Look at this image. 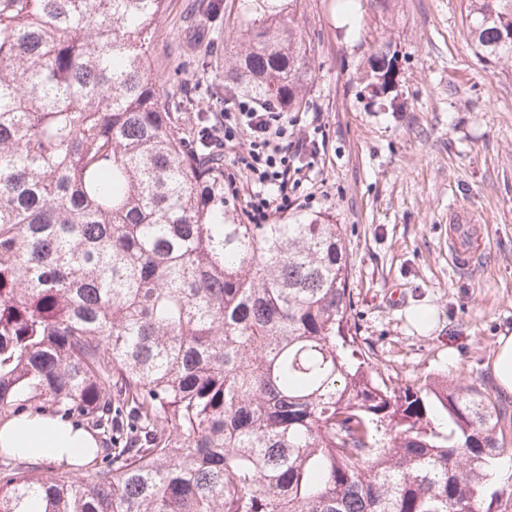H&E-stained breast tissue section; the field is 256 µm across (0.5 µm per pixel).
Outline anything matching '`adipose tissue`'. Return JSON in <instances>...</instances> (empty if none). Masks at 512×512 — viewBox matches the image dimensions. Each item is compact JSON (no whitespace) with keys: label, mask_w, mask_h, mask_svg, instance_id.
Returning a JSON list of instances; mask_svg holds the SVG:
<instances>
[{"label":"adipose tissue","mask_w":512,"mask_h":512,"mask_svg":"<svg viewBox=\"0 0 512 512\" xmlns=\"http://www.w3.org/2000/svg\"><path fill=\"white\" fill-rule=\"evenodd\" d=\"M101 440L81 423L48 412L0 419V447L17 448L35 459L75 468Z\"/></svg>","instance_id":"1"}]
</instances>
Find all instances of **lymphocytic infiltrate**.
I'll return each instance as SVG.
<instances>
[{
	"label": "lymphocytic infiltrate",
	"instance_id": "1",
	"mask_svg": "<svg viewBox=\"0 0 512 512\" xmlns=\"http://www.w3.org/2000/svg\"><path fill=\"white\" fill-rule=\"evenodd\" d=\"M288 115L273 112L247 96L228 99L224 111L212 124L198 130L195 141L210 150L227 155L234 169L224 176V190L231 196H243L249 223L267 224L273 216L291 208V197L302 182V167L294 163L296 151L308 150L317 157L319 147L288 140ZM249 131L252 140L247 153H240L241 131Z\"/></svg>",
	"mask_w": 512,
	"mask_h": 512
}]
</instances>
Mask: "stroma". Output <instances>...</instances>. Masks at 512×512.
Instances as JSON below:
<instances>
[{
  "label": "stroma",
  "mask_w": 512,
  "mask_h": 512,
  "mask_svg": "<svg viewBox=\"0 0 512 512\" xmlns=\"http://www.w3.org/2000/svg\"><path fill=\"white\" fill-rule=\"evenodd\" d=\"M190 2L167 0L150 62L173 93L177 128L192 133L224 109L215 92L243 46L229 32L243 22L239 0H226L214 32L225 48L197 73L204 47L180 38ZM339 3L303 0L298 15L311 52L297 118L320 145L301 211L341 224L360 334L391 376L493 388L497 339L512 332V54H477L463 0H356L352 28ZM383 42L399 70L391 97L376 98L363 75ZM463 212L488 227L486 251L464 273L448 260V229Z\"/></svg>",
  "instance_id": "stroma-1"
}]
</instances>
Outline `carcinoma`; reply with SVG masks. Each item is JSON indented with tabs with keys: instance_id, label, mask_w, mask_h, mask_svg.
<instances>
[{
	"instance_id": "cac0c4a2",
	"label": "carcinoma",
	"mask_w": 512,
	"mask_h": 512,
	"mask_svg": "<svg viewBox=\"0 0 512 512\" xmlns=\"http://www.w3.org/2000/svg\"><path fill=\"white\" fill-rule=\"evenodd\" d=\"M301 0H240L225 87L302 112ZM166 0H0V411L82 417V475L0 450V512H512V412L399 385L359 342L338 225L246 224L224 160L175 131L147 51ZM224 0H192L184 31ZM512 52V0H466ZM381 43L368 85L395 58Z\"/></svg>"
}]
</instances>
